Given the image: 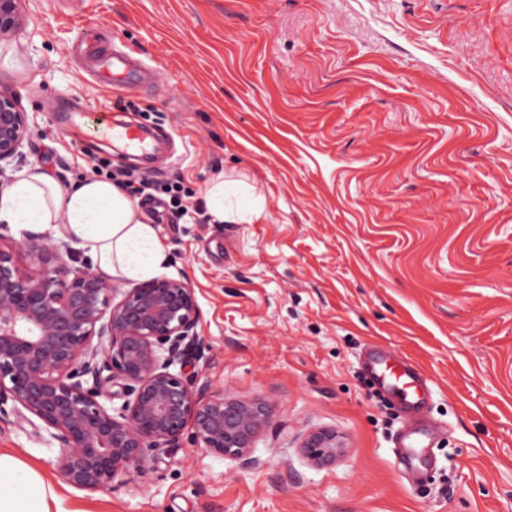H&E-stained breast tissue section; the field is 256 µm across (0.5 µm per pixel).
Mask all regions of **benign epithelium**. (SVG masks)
<instances>
[{
    "mask_svg": "<svg viewBox=\"0 0 512 512\" xmlns=\"http://www.w3.org/2000/svg\"><path fill=\"white\" fill-rule=\"evenodd\" d=\"M21 21L22 0H0V39ZM29 133L17 95L0 89V162L24 159ZM71 252L39 236L0 235V420L12 414L45 432L63 480L90 492L145 472L149 452L188 425L199 447L254 463L269 407L195 390L186 378L187 355L202 347L188 282L154 278L117 300L112 279L69 264ZM304 449L321 464L339 446L320 431Z\"/></svg>",
    "mask_w": 512,
    "mask_h": 512,
    "instance_id": "7a95c632",
    "label": "benign epithelium"
}]
</instances>
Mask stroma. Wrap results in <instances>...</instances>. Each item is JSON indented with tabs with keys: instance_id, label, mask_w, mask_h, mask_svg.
I'll use <instances>...</instances> for the list:
<instances>
[{
	"instance_id": "obj_1",
	"label": "stroma",
	"mask_w": 512,
	"mask_h": 512,
	"mask_svg": "<svg viewBox=\"0 0 512 512\" xmlns=\"http://www.w3.org/2000/svg\"><path fill=\"white\" fill-rule=\"evenodd\" d=\"M0 40V86L30 120L23 164L59 183L92 161L180 182L195 206L160 223L166 276L186 278L206 348L194 388L272 410L253 466L191 430L146 475L89 493L23 421L0 448L51 483L65 512H512V0H23ZM156 71L105 89L72 47ZM153 129L150 165L116 153L90 108ZM225 173L264 198L249 224L204 218ZM370 344L419 364L443 427L407 482L402 419L360 367ZM335 432L313 465L301 444Z\"/></svg>"
}]
</instances>
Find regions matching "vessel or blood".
<instances>
[{
    "label": "vessel or blood",
    "instance_id": "b4317fda",
    "mask_svg": "<svg viewBox=\"0 0 512 512\" xmlns=\"http://www.w3.org/2000/svg\"><path fill=\"white\" fill-rule=\"evenodd\" d=\"M99 40L97 27L86 26L81 43L88 57V71L97 83L130 88L150 79V72L131 54L117 48L97 52ZM95 116L101 133L115 148L124 151L145 149L147 136L139 126L115 119L106 109L96 110ZM362 366L374 391L397 404L403 419L399 433L401 461L410 479L420 481L426 468L423 450L434 435L433 428L425 420L426 406L432 396L430 377L421 367L410 365L387 351L367 352Z\"/></svg>",
    "mask_w": 512,
    "mask_h": 512
}]
</instances>
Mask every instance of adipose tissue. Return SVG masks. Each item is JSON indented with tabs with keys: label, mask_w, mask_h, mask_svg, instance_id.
I'll list each match as a JSON object with an SVG mask.
<instances>
[{
	"label": "adipose tissue",
	"mask_w": 512,
	"mask_h": 512,
	"mask_svg": "<svg viewBox=\"0 0 512 512\" xmlns=\"http://www.w3.org/2000/svg\"><path fill=\"white\" fill-rule=\"evenodd\" d=\"M224 175L212 178L205 206L214 224L259 219L255 202L245 210L225 205ZM0 222L20 229H52L78 248L93 266L110 277L144 281L166 269L168 255L149 218L126 189L106 178L90 177L69 186L41 172H21L0 195ZM61 499L32 467L10 453H0V512H53Z\"/></svg>",
	"instance_id": "1"
}]
</instances>
